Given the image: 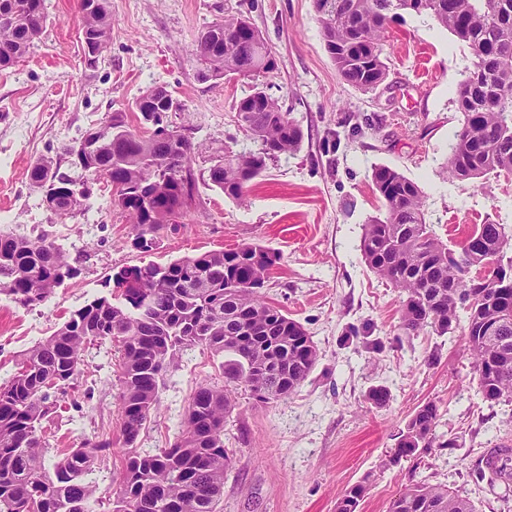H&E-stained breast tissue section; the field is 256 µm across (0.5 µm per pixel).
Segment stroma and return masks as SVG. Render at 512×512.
<instances>
[{"label": "stroma", "instance_id": "1", "mask_svg": "<svg viewBox=\"0 0 512 512\" xmlns=\"http://www.w3.org/2000/svg\"><path fill=\"white\" fill-rule=\"evenodd\" d=\"M46 4L50 21L40 40L0 70V232L48 234L80 274L33 309L0 294V383L70 312L110 295L108 280L121 268L257 242L282 255L264 290L266 302L302 324L319 357L285 400L263 404L238 391L224 420V445L234 461L223 512H336L337 500L358 483L366 490L357 512H385L415 478L471 500L477 512H512V489L475 475L486 449L512 446V402L485 401L461 329L404 335L402 294L367 268L360 251L364 224L385 212L372 182L383 165L419 185L427 222L449 248L475 224H501L512 234V175L474 183L441 174L464 122L453 91L470 65L469 48L429 16L401 12L385 34L387 78L364 91L338 74L315 0H110L112 43L90 72L82 59L78 0ZM238 11L277 59V71L262 82L303 133L296 152L280 156L242 201L199 184L183 228L161 235L148 253L133 247L131 227L105 180L89 181L88 213L62 220L40 206L29 179L34 163L58 154L107 113L131 112L155 85L180 103L170 122L189 127L202 146L195 171H206L225 148L256 149L235 112L254 79L199 82L192 52L205 26ZM95 361L100 372L83 374L79 383L93 389V410L47 423L49 454L101 429L119 431L117 374L109 357ZM217 365L198 347L179 355L137 448L174 441L196 387L222 383ZM376 389L386 392L385 403L370 400ZM429 402L440 408L437 447L388 464L399 432Z\"/></svg>", "mask_w": 512, "mask_h": 512}]
</instances>
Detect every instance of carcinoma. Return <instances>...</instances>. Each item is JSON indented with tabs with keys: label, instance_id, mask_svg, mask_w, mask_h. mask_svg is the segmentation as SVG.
I'll use <instances>...</instances> for the list:
<instances>
[{
	"label": "carcinoma",
	"instance_id": "carcinoma-1",
	"mask_svg": "<svg viewBox=\"0 0 512 512\" xmlns=\"http://www.w3.org/2000/svg\"><path fill=\"white\" fill-rule=\"evenodd\" d=\"M79 0L80 30L112 41L110 0L86 10ZM325 47L339 75L370 90L387 76L382 60L387 26L398 11L393 0H315ZM401 10L429 15L467 44L472 59L456 86L454 103L464 113L455 133L446 176L474 180L489 173L512 175V0H402ZM45 0H0V70L19 62L46 28ZM201 82L236 74L267 75L277 60L251 19L226 14L195 41ZM139 126L111 112L97 171L89 175L52 157L30 170L38 188L58 181L71 189L90 178L124 186L113 198L128 223L133 245L153 250L162 233L176 234L197 191L192 156L200 145L152 133L149 117L164 123L153 99L134 102ZM238 125L259 143L249 152L224 150L207 181L233 200L280 155L296 151L302 131L279 101L259 87L235 106ZM372 181L385 216L364 224L360 250L366 266L404 295L400 328L445 335L456 328L473 357L485 400L512 401V236L501 224H475L455 249L431 230L420 187L398 170L381 166ZM282 256L256 243L212 250L167 264L148 262L113 274L111 298H95L70 313L52 335L24 355L19 371L0 384V512H220L224 476L233 452L224 447V417L235 393L248 388L264 403L288 398L314 369L318 352L302 325L268 304L260 288ZM80 269L49 237L0 233V293L25 307L44 302ZM465 319H460V314ZM497 325L494 335L486 328ZM121 352L119 432L126 452L113 507L97 496L90 475L112 455V437L93 434L47 464L42 421L56 413L82 374L89 348ZM200 347L221 358L224 384L205 382L194 391L181 434L167 448L142 452L136 442L157 410L165 377L179 353ZM287 355L281 369L269 360ZM439 408L428 402L409 419L389 463L433 447ZM365 486L350 487L336 512H357ZM386 512H475L474 505L439 485L420 480L392 499Z\"/></svg>",
	"mask_w": 512,
	"mask_h": 512
}]
</instances>
